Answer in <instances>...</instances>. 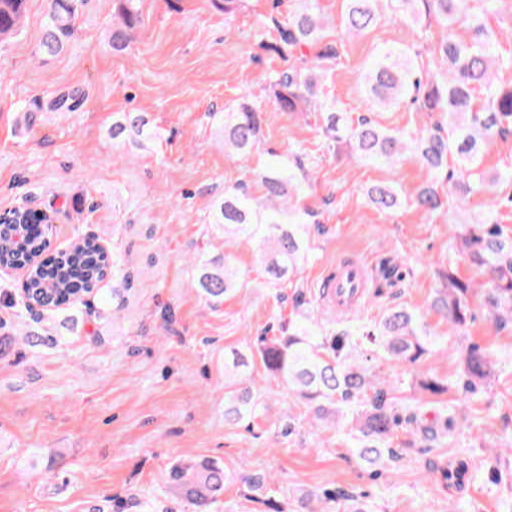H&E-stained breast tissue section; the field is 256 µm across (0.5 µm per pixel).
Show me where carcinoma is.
<instances>
[{
    "label": "carcinoma",
    "mask_w": 512,
    "mask_h": 512,
    "mask_svg": "<svg viewBox=\"0 0 512 512\" xmlns=\"http://www.w3.org/2000/svg\"><path fill=\"white\" fill-rule=\"evenodd\" d=\"M140 0H113L109 43L114 52L127 50L135 40L143 19ZM300 7L282 17L279 3L260 24V48L274 53L285 67L276 71L267 87V98L278 112L298 115L320 113L321 132L330 147L340 142L349 146L350 155L361 160H382L395 165L408 149L418 152L435 173V182L421 187L413 205L427 215L442 212L451 198L462 199L486 189L480 170L479 149L492 138L512 137V84L504 87L495 80L497 72L512 69V54L497 51L499 34L488 30L479 15L471 12L470 0H346L343 28L358 35L374 24L381 6L416 20L433 16L446 27L447 35L427 54H410L387 49L380 53L365 74L372 108L384 109L408 102L422 112H440L447 121L431 128L407 133L383 128L370 117H358L354 125L336 111V102L321 99L325 78L333 69L340 51L328 38V27L316 13L315 0H298ZM82 0H50L38 53L56 56L63 52L75 33ZM26 0H0V42L18 35L25 23ZM469 25L474 38L455 37L454 27ZM266 109L257 102L224 109V148L239 155L251 153L259 143ZM156 134L141 112H125L112 121V140L119 145L141 146ZM262 196L247 192L238 182L224 188V197L214 201L212 223L224 236H244L258 242L260 261L271 283L281 288L291 280L300 262L307 260L308 224L314 212L292 202L307 182L302 160L296 155H273L272 161L256 174ZM366 195L373 207L389 212L400 203L394 185H371ZM458 251L472 265L490 274L485 306L490 320L506 326L512 323V236L504 234L494 215L482 224H467L455 232ZM49 251V243L37 235L29 238L28 248L0 233V261L29 268L22 284L21 299L9 305L27 312L40 307L54 311L72 304L84 295L98 297L102 306L121 297L98 287L106 269H118L115 258L103 254L96 239L74 230L69 247L43 261L34 258ZM231 256L194 259L196 284L201 295L214 306L239 290ZM448 285L436 291L431 309L447 321L450 332L464 329L469 319L472 282L454 271L446 275ZM368 336L377 345L378 355L402 364L414 365L430 352L427 332L416 316L403 306L385 311L372 329L359 323L344 325L327 333L319 324L308 325L293 318L284 320L280 335L261 337L256 354L231 351L224 356V420L255 422L261 415L260 398L245 384L246 369L259 357L265 370L304 400L312 420L347 416L351 409L354 427L350 437L359 448V457L372 464H385L395 458L392 448L402 418L387 402L397 389L392 381L380 379L352 355L351 337ZM464 387L475 386L493 376L490 355L472 346L463 359ZM448 431V418L436 417L417 429L421 441L430 443ZM468 462L461 458L441 459L431 468L440 476L438 489L462 485ZM231 476L214 460L178 464L169 473L170 488L185 500L193 512L208 508L224 496V485ZM251 498L265 505V512H286L271 496L272 476L256 472L245 479ZM336 493L330 490L303 495L294 512H335Z\"/></svg>",
    "instance_id": "cac0c4a2"
}]
</instances>
